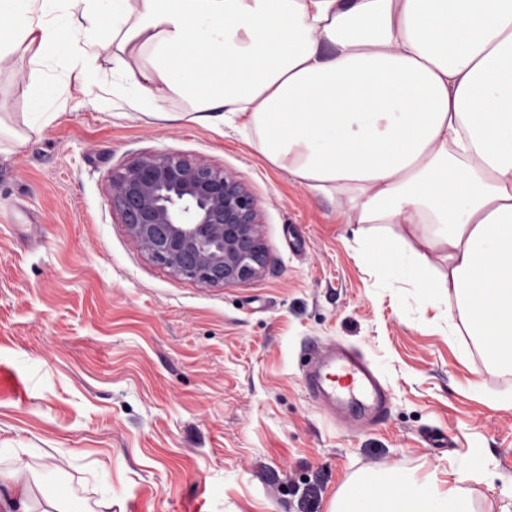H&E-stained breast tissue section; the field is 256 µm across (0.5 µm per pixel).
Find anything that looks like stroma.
I'll use <instances>...</instances> for the list:
<instances>
[{"label":"stroma","instance_id":"1","mask_svg":"<svg viewBox=\"0 0 512 512\" xmlns=\"http://www.w3.org/2000/svg\"><path fill=\"white\" fill-rule=\"evenodd\" d=\"M112 67L102 52L35 130L26 60L0 70V448L61 465L74 512L104 468L112 512H328L366 469L444 485L466 464L475 512H512V410L498 404L512 371H487L457 300L419 311L363 255L342 198L223 121L143 116ZM155 151L247 186L259 277L209 287L141 250L109 177ZM313 341L374 364L392 393L384 424L348 430L309 395Z\"/></svg>","mask_w":512,"mask_h":512}]
</instances>
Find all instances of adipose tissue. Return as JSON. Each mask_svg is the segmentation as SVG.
<instances>
[{"label": "adipose tissue", "instance_id": "adipose-tissue-1", "mask_svg": "<svg viewBox=\"0 0 512 512\" xmlns=\"http://www.w3.org/2000/svg\"><path fill=\"white\" fill-rule=\"evenodd\" d=\"M111 47L108 81L134 105L157 88L225 110L356 223L407 225L367 257L420 308L458 298L488 366L512 365V0H0V67L27 59L31 126ZM0 484L14 512H70L56 470L21 463ZM340 512L474 510L459 487L373 469Z\"/></svg>", "mask_w": 512, "mask_h": 512}]
</instances>
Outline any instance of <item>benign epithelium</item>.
<instances>
[{
	"instance_id": "7a95c632",
	"label": "benign epithelium",
	"mask_w": 512,
	"mask_h": 512,
	"mask_svg": "<svg viewBox=\"0 0 512 512\" xmlns=\"http://www.w3.org/2000/svg\"><path fill=\"white\" fill-rule=\"evenodd\" d=\"M110 184L129 235L174 275L224 287L262 273L256 201L224 170L160 151L112 170Z\"/></svg>"
}]
</instances>
